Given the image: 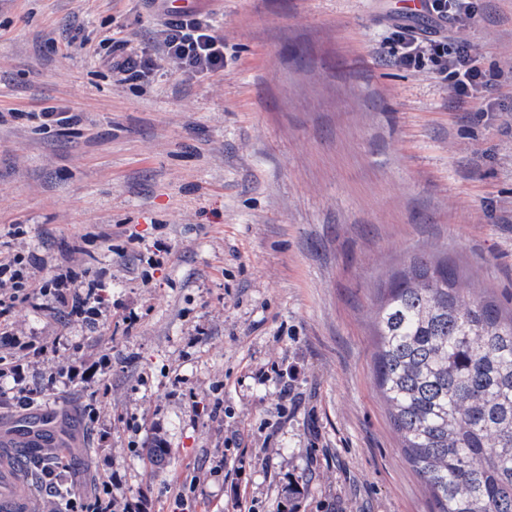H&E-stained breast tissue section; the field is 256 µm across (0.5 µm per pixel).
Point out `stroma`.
Returning a JSON list of instances; mask_svg holds the SVG:
<instances>
[{
	"instance_id": "obj_1",
	"label": "stroma",
	"mask_w": 512,
	"mask_h": 512,
	"mask_svg": "<svg viewBox=\"0 0 512 512\" xmlns=\"http://www.w3.org/2000/svg\"><path fill=\"white\" fill-rule=\"evenodd\" d=\"M398 2L200 0L224 69L188 74L156 57L142 0H0V228L23 226L43 276L112 278L93 321L16 308L19 335L55 344L29 369L36 406L0 390V428L77 430L76 491L112 473L149 512L180 491L197 512H430L372 316L417 257L512 308V85L492 111H449V82L394 61ZM472 3L455 39L512 77V0ZM130 53L143 75L112 72ZM47 106L73 124L43 128Z\"/></svg>"
}]
</instances>
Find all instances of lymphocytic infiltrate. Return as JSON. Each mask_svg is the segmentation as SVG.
Here are the masks:
<instances>
[{
    "label": "lymphocytic infiltrate",
    "mask_w": 512,
    "mask_h": 512,
    "mask_svg": "<svg viewBox=\"0 0 512 512\" xmlns=\"http://www.w3.org/2000/svg\"><path fill=\"white\" fill-rule=\"evenodd\" d=\"M161 51L164 58L176 61L188 72L216 73L224 68V45L216 37L203 15L187 12L180 18L164 20ZM401 52L402 66L418 68L431 65L439 75L451 78L452 108L489 111L498 91V78L483 72L477 58L465 43L449 46L447 37H433L419 32L409 23L398 24L394 31ZM21 227H9V243L0 249V323L9 322L15 308L42 298H51L66 309L68 317L90 318L98 315L102 293L107 286L103 276L80 274L74 270L43 277L44 259L21 244ZM14 348L15 356H0V380L12 381L14 400L23 409L31 408L35 399L26 385L31 363L46 357L47 341L34 337L20 340L12 331L0 333V347Z\"/></svg>",
    "instance_id": "obj_1"
}]
</instances>
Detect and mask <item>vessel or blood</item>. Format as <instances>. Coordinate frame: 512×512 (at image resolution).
<instances>
[{
  "mask_svg": "<svg viewBox=\"0 0 512 512\" xmlns=\"http://www.w3.org/2000/svg\"><path fill=\"white\" fill-rule=\"evenodd\" d=\"M40 443L33 433L14 431L0 435V512H36L24 455Z\"/></svg>",
  "mask_w": 512,
  "mask_h": 512,
  "instance_id": "b4317fda",
  "label": "vessel or blood"
}]
</instances>
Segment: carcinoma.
<instances>
[{"label":"carcinoma","mask_w":512,"mask_h":512,"mask_svg":"<svg viewBox=\"0 0 512 512\" xmlns=\"http://www.w3.org/2000/svg\"><path fill=\"white\" fill-rule=\"evenodd\" d=\"M416 258L382 288L375 380L432 512H512V310Z\"/></svg>","instance_id":"obj_1"}]
</instances>
